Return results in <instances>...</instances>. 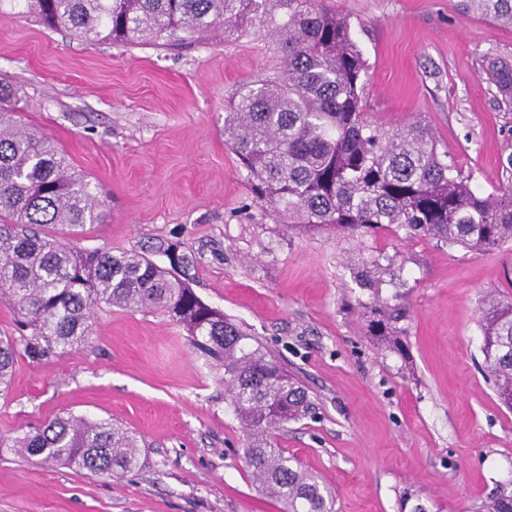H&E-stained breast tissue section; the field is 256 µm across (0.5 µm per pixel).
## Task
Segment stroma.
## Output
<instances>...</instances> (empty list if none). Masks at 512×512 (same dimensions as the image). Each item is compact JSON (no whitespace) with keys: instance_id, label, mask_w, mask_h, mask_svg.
<instances>
[{"instance_id":"obj_1","label":"stroma","mask_w":512,"mask_h":512,"mask_svg":"<svg viewBox=\"0 0 512 512\" xmlns=\"http://www.w3.org/2000/svg\"><path fill=\"white\" fill-rule=\"evenodd\" d=\"M334 2L369 63L367 112L388 129L425 124L479 188L503 184L512 108L486 66L512 57V29L463 0ZM277 66L262 35L90 45L0 17V78L23 124L98 186L105 217L74 242L164 267L154 245L179 243L197 296L307 389L315 416L277 441L334 493L336 512H468L512 478V410L484 371L479 327L486 295L512 296V251L473 254L390 230L359 243L281 224L224 141L238 86ZM373 256L404 262L401 354L368 335L358 303L355 272ZM91 322L85 344L18 357L0 391V437L58 416L105 419L136 436L141 465L103 477L0 447V512H282L248 476V433L223 367L181 325L105 304Z\"/></svg>"}]
</instances>
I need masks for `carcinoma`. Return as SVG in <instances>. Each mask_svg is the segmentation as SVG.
Returning <instances> with one entry per match:
<instances>
[{"instance_id": "obj_1", "label": "carcinoma", "mask_w": 512, "mask_h": 512, "mask_svg": "<svg viewBox=\"0 0 512 512\" xmlns=\"http://www.w3.org/2000/svg\"><path fill=\"white\" fill-rule=\"evenodd\" d=\"M468 10L512 25V0H468ZM32 16L93 45L192 43L220 30L255 26L277 46L281 70L241 84L224 112V138L251 180L256 200L288 228H316L361 239L392 226L466 252L512 245V153L500 157L507 184L484 193L439 152L418 122L389 131L365 112L369 66L349 20L328 0H0V16ZM502 102L512 105V61L487 69ZM92 183L53 141L22 125L8 84L0 82V294L19 317L20 336L0 337V388L17 357H47L89 336L99 303L158 310L182 325L224 367L226 400L249 432L243 459L252 484L284 512H333L331 493L300 460L277 446L276 433L311 413L302 386L224 313L205 304L167 269L137 252L82 250L45 228L99 224ZM173 266H191L177 246H158ZM395 259L366 261L368 331L400 349L407 318L403 295L382 297ZM484 368L512 409V298L488 296L479 320ZM44 464L63 462L94 475L138 468L135 437L108 420L59 417L14 440ZM473 512H512V479L497 484Z\"/></svg>"}]
</instances>
